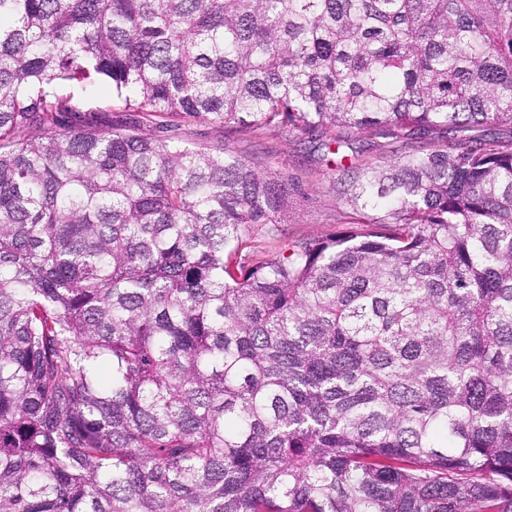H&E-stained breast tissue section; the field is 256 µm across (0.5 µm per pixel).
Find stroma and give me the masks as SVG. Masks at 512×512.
Instances as JSON below:
<instances>
[{"label":"stroma","mask_w":512,"mask_h":512,"mask_svg":"<svg viewBox=\"0 0 512 512\" xmlns=\"http://www.w3.org/2000/svg\"><path fill=\"white\" fill-rule=\"evenodd\" d=\"M58 94L71 97L86 118L105 129L131 128L168 142L204 149H226L288 188V221L254 225L244 238L240 253L246 261L282 253L297 241L317 240L342 231L358 216L346 202V173L339 170V156L305 142L298 132L280 128H253L228 132L213 120L155 117L132 112L104 81L80 88L63 85Z\"/></svg>","instance_id":"1"}]
</instances>
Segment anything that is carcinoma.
Segmentation results:
<instances>
[{
    "label": "carcinoma",
    "instance_id": "obj_1",
    "mask_svg": "<svg viewBox=\"0 0 512 512\" xmlns=\"http://www.w3.org/2000/svg\"><path fill=\"white\" fill-rule=\"evenodd\" d=\"M340 149L512 124V0H0V512H512V142L285 184L60 97ZM35 128L39 133L26 136ZM57 93L70 96L81 115L104 129L131 128L139 134L197 148L220 149L234 154L288 187V223L254 224L240 247L248 262L278 255L297 241L317 240L342 231L359 218L346 202L348 176L336 168L343 155L304 141V136L288 128H253L228 132L224 124L183 118L155 117L131 112L112 94L104 81L85 88L63 85Z\"/></svg>",
    "mask_w": 512,
    "mask_h": 512
}]
</instances>
